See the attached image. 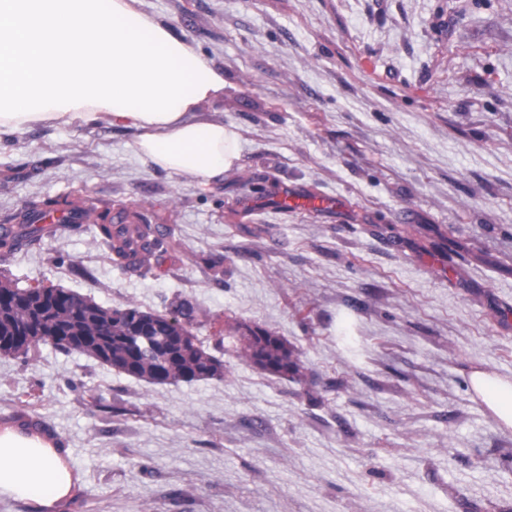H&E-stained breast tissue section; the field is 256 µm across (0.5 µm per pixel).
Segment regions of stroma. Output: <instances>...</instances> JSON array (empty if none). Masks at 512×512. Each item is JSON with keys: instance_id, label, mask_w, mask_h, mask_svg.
<instances>
[{"instance_id": "stroma-1", "label": "stroma", "mask_w": 512, "mask_h": 512, "mask_svg": "<svg viewBox=\"0 0 512 512\" xmlns=\"http://www.w3.org/2000/svg\"><path fill=\"white\" fill-rule=\"evenodd\" d=\"M224 75L198 106L234 140L204 185L98 120L0 140V226L84 201L162 229L149 268L43 235L0 281L165 312L224 375L152 385L41 343L0 355V418L79 475L0 512H512V431L469 377L512 381V0H134ZM319 197L323 206L291 204ZM239 322L301 360L216 345ZM239 333L240 326L229 325L224 329V337L218 344L222 345L225 339H231L236 355L241 360L271 375L288 377V374H299L301 367L298 359L280 336L260 329H247V333Z\"/></svg>"}]
</instances>
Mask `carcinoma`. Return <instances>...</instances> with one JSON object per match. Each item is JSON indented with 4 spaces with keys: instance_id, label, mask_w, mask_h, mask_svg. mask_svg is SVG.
Here are the masks:
<instances>
[{
    "instance_id": "cac0c4a2",
    "label": "carcinoma",
    "mask_w": 512,
    "mask_h": 512,
    "mask_svg": "<svg viewBox=\"0 0 512 512\" xmlns=\"http://www.w3.org/2000/svg\"><path fill=\"white\" fill-rule=\"evenodd\" d=\"M110 251L135 269L149 268L153 254L148 241L149 225H135L146 240V255L131 260L125 244L115 240L113 225H98ZM75 293L54 286L13 288L0 282V351L5 355L27 354L31 347L49 342L66 353L79 352L118 373L153 385H177L220 378L224 363L209 353L190 328L194 307L180 302L165 313L137 306L104 307L91 299L73 301ZM243 361L275 376L300 372V364L288 343L267 330L240 332L224 329Z\"/></svg>"
}]
</instances>
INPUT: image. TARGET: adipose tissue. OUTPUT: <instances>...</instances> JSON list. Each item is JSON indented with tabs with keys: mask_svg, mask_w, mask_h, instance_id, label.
Returning <instances> with one entry per match:
<instances>
[{
	"mask_svg": "<svg viewBox=\"0 0 512 512\" xmlns=\"http://www.w3.org/2000/svg\"><path fill=\"white\" fill-rule=\"evenodd\" d=\"M224 77L129 0H0V137L41 124L103 119L135 130L132 154L180 178L223 177L231 138L195 109ZM473 391L512 429V382L482 370ZM63 449L0 433V494L51 506L73 478Z\"/></svg>",
	"mask_w": 512,
	"mask_h": 512,
	"instance_id": "ef3b65f1",
	"label": "adipose tissue"
}]
</instances>
